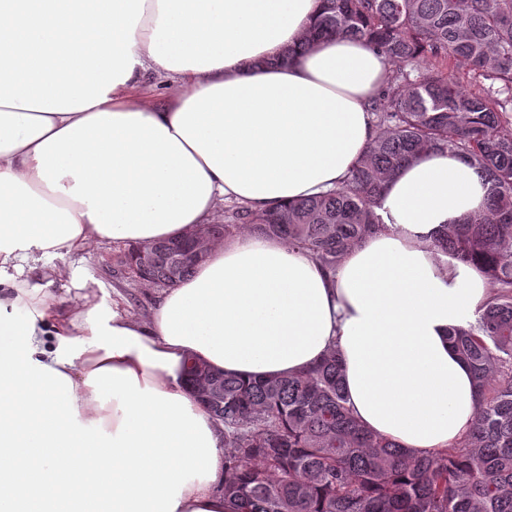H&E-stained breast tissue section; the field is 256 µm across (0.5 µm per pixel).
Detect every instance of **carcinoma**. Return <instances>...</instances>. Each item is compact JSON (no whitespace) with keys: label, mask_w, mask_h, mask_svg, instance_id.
Returning a JSON list of instances; mask_svg holds the SVG:
<instances>
[{"label":"carcinoma","mask_w":512,"mask_h":512,"mask_svg":"<svg viewBox=\"0 0 512 512\" xmlns=\"http://www.w3.org/2000/svg\"><path fill=\"white\" fill-rule=\"evenodd\" d=\"M360 39L396 71L372 101L378 135L346 179L321 196L208 224L227 241L244 231L275 236L333 271L382 226L384 185L434 151L461 156L490 185L485 211L441 224L429 248L472 266L492 284L475 322L449 332L471 369L472 429L450 448L414 456L353 415L337 351L301 375L242 379L204 368L219 398L201 400L224 424V499L232 512H512V0H321L304 42ZM468 69L469 87L448 72ZM142 274L165 287L195 265L187 244L160 240Z\"/></svg>","instance_id":"obj_1"}]
</instances>
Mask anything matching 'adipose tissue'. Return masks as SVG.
I'll use <instances>...</instances> for the list:
<instances>
[{
	"label": "adipose tissue",
	"mask_w": 512,
	"mask_h": 512,
	"mask_svg": "<svg viewBox=\"0 0 512 512\" xmlns=\"http://www.w3.org/2000/svg\"><path fill=\"white\" fill-rule=\"evenodd\" d=\"M320 0H0V502L59 512H231L224 426L184 382L189 358L243 378L300 374L331 349L354 415L411 454L471 429L469 367L448 341L491 288L429 250L489 185L437 153L385 186L383 230L336 271L245 232L163 289L149 316L59 297L69 256L149 244L326 193L376 131L391 67L359 40L288 64ZM178 84L139 94L148 72Z\"/></svg>",
	"instance_id": "obj_1"
}]
</instances>
